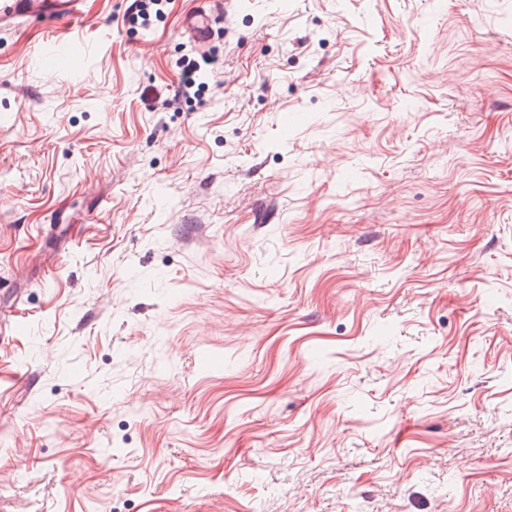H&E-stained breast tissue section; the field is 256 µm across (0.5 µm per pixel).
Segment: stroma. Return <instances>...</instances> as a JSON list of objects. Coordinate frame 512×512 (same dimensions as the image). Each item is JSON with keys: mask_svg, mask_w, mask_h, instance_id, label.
<instances>
[{"mask_svg": "<svg viewBox=\"0 0 512 512\" xmlns=\"http://www.w3.org/2000/svg\"><path fill=\"white\" fill-rule=\"evenodd\" d=\"M0 20V512H512V0ZM200 64L196 60H188L180 71L178 89L172 97H162L161 94L155 93L151 98L150 109L154 112H167L168 110H178L182 102L188 103L199 95L200 84H197L196 73L200 69Z\"/></svg>", "mask_w": 512, "mask_h": 512, "instance_id": "stroma-1", "label": "stroma"}]
</instances>
